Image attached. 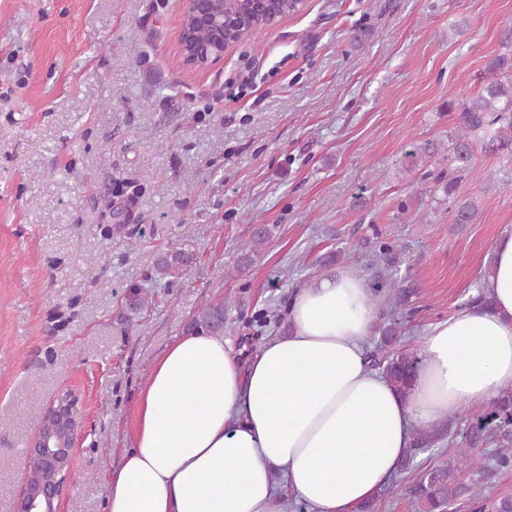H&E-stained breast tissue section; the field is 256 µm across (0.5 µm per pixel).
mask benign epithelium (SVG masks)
I'll return each instance as SVG.
<instances>
[{
  "instance_id": "7a95c632",
  "label": "benign epithelium",
  "mask_w": 512,
  "mask_h": 512,
  "mask_svg": "<svg viewBox=\"0 0 512 512\" xmlns=\"http://www.w3.org/2000/svg\"><path fill=\"white\" fill-rule=\"evenodd\" d=\"M209 2L184 0L183 13L191 16L200 28L217 24L228 30L238 25L241 6L257 12L266 8V0H229V9L217 17ZM43 414L48 416L50 436L42 437V424H37L27 450V465L38 464L40 475L25 476L15 494L13 512H60L72 489L70 473L84 423L81 393L69 386L60 388Z\"/></svg>"
}]
</instances>
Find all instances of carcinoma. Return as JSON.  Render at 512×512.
I'll return each instance as SVG.
<instances>
[{
    "mask_svg": "<svg viewBox=\"0 0 512 512\" xmlns=\"http://www.w3.org/2000/svg\"><path fill=\"white\" fill-rule=\"evenodd\" d=\"M263 18L248 14L242 19L243 29L235 36L226 35L224 41H238L256 27ZM180 28L186 33L187 50L193 52L200 44L217 41L213 30H196L188 18L180 20ZM499 41L505 52L492 58L487 66L488 77L479 89L468 97L448 100V112L457 113V132L448 145L442 161L447 169L430 171L434 190L448 200V209L457 224H470L476 210L472 204L456 199L458 181L471 167L477 151L494 153L505 162H512V22L501 25ZM191 263L188 254L174 251L160 259L158 270L163 275L182 276ZM391 289L388 295L390 307L402 308L409 303L414 289L396 280L377 287ZM196 327L219 333L224 330V305H207L195 318ZM397 332L387 325L381 333L377 349L368 355L371 366L381 370L402 397L410 392L411 375L417 368V352L407 345L395 347ZM411 448L403 460L407 467L425 447L435 443L438 432L422 428L415 432ZM491 440L495 444L489 458L476 452V448ZM512 469V392L501 394L474 419L470 428L468 446L459 448L448 461L421 473L409 486L397 485L391 493L408 497L418 512H449L452 505L465 500L471 512H512V497L495 496L490 490L491 480L497 473Z\"/></svg>",
    "mask_w": 512,
    "mask_h": 512,
    "instance_id": "obj_1",
    "label": "carcinoma"
}]
</instances>
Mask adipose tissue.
Returning a JSON list of instances; mask_svg holds the SVG:
<instances>
[{"label":"adipose tissue","instance_id":"1","mask_svg":"<svg viewBox=\"0 0 512 512\" xmlns=\"http://www.w3.org/2000/svg\"><path fill=\"white\" fill-rule=\"evenodd\" d=\"M493 255L488 306L428 327L406 398L366 363L377 301L353 267L301 288L294 331L252 356L181 336L138 396L106 512H357L415 429L512 390V231Z\"/></svg>","mask_w":512,"mask_h":512}]
</instances>
